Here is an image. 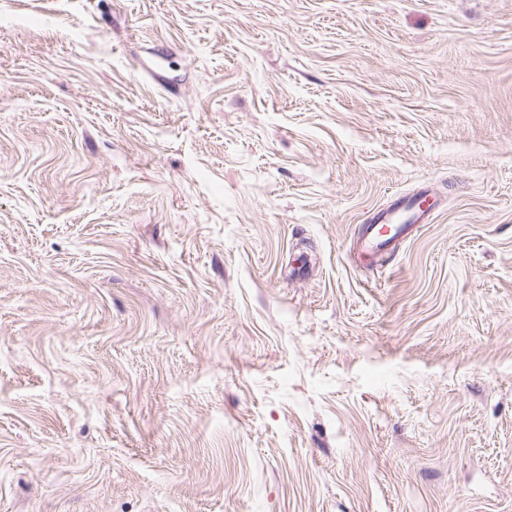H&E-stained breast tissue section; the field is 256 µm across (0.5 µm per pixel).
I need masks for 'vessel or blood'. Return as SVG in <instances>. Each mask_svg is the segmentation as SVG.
Segmentation results:
<instances>
[{"label":"vessel or blood","mask_w":512,"mask_h":512,"mask_svg":"<svg viewBox=\"0 0 512 512\" xmlns=\"http://www.w3.org/2000/svg\"><path fill=\"white\" fill-rule=\"evenodd\" d=\"M433 217L426 196L401 197L373 212L356 243L361 260L385 267L402 243Z\"/></svg>","instance_id":"vessel-or-blood-1"}]
</instances>
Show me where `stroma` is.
Returning <instances> with one entry per match:
<instances>
[{
  "mask_svg": "<svg viewBox=\"0 0 512 512\" xmlns=\"http://www.w3.org/2000/svg\"><path fill=\"white\" fill-rule=\"evenodd\" d=\"M0 512H512V0H0ZM427 196L400 197L386 208L375 210L356 243L359 257L383 268L402 243L429 224L433 214ZM381 226L379 227V225Z\"/></svg>",
  "mask_w": 512,
  "mask_h": 512,
  "instance_id": "stroma-1",
  "label": "stroma"
}]
</instances>
